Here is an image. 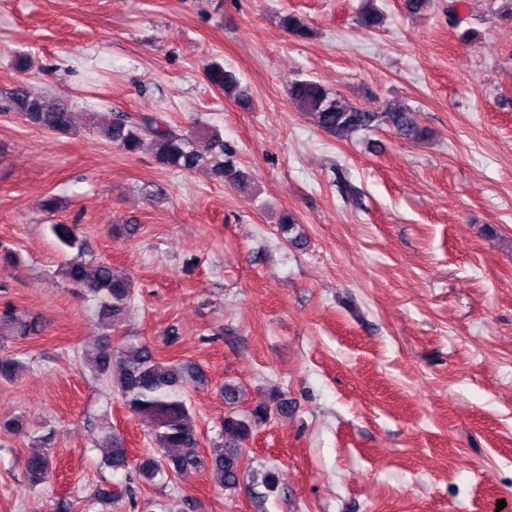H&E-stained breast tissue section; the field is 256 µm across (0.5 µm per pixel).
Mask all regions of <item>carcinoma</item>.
I'll return each instance as SVG.
<instances>
[{
    "mask_svg": "<svg viewBox=\"0 0 512 512\" xmlns=\"http://www.w3.org/2000/svg\"><path fill=\"white\" fill-rule=\"evenodd\" d=\"M383 14L375 0H363L358 12L359 25L370 31L378 28ZM285 28L300 39L311 35L307 22L290 14L283 19ZM205 77L224 96L242 104H249V96L236 75L214 61L205 68ZM289 96L303 108L308 118L320 129L339 138L385 125L396 134L408 138L425 139L428 129L420 126L413 113L397 107L384 112H369L349 106L339 95L329 92L315 80H295L288 86ZM0 110L17 112L30 125L59 134L74 129V116L69 103L46 94L33 93L25 82H18L7 96L0 100ZM102 136L128 154L138 152L144 144L152 147L156 162L173 171H191L199 167L210 169L218 181L238 190L250 185L248 176L237 171L233 157L224 149V140L216 129L203 134L204 146L193 136L177 133L156 113L129 114L117 112L101 131ZM61 247L87 253L84 243L66 224L50 225ZM280 235L293 244L302 243L299 224L290 215H284L278 224ZM60 276L84 289L98 306V316L107 330L126 321L134 308V285L124 272L107 261H67L58 269ZM38 331L35 321L24 320L15 314L0 313V338H25ZM84 364L98 377H108L116 394L133 415L150 420L149 434L156 446V454L141 460L138 473L145 481L171 479L189 470L205 469L211 472L219 485L235 489L239 485L241 447L257 427L265 424L275 412L288 413L286 394L277 391L269 402L251 409L242 408L239 387L224 384V421L214 449L208 456L199 451L196 426L186 398L189 386L205 381L203 371L192 362H164L154 349L139 338H128L112 350L108 345H96L82 352ZM28 368L27 363L11 352L0 353V381L14 382ZM112 449L107 463L114 470L128 465L124 439L114 432L105 438ZM24 473L31 488L45 487L54 476V464L44 452H34L24 461ZM254 481L266 493L278 491V472L265 469L255 473Z\"/></svg>",
    "mask_w": 512,
    "mask_h": 512,
    "instance_id": "1",
    "label": "carcinoma"
}]
</instances>
